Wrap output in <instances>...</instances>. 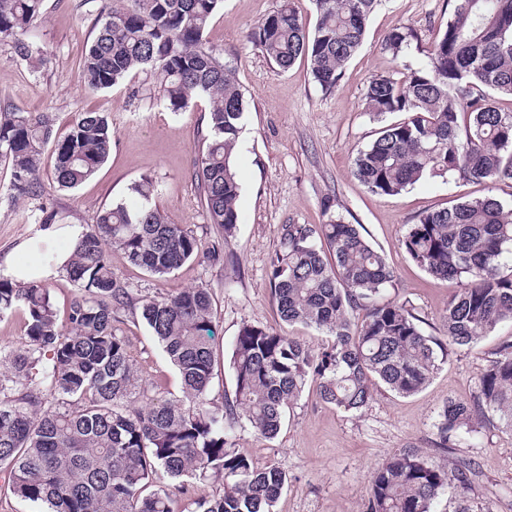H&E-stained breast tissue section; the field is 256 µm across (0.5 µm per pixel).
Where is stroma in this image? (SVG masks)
Returning <instances> with one entry per match:
<instances>
[{
    "instance_id": "stroma-1",
    "label": "stroma",
    "mask_w": 512,
    "mask_h": 512,
    "mask_svg": "<svg viewBox=\"0 0 512 512\" xmlns=\"http://www.w3.org/2000/svg\"><path fill=\"white\" fill-rule=\"evenodd\" d=\"M279 4L224 0L204 33L206 47L231 70L247 101L236 151L240 222L229 242L218 226L208 223L192 180L198 131L209 111L207 98L196 97L185 110L171 112L149 70L134 71L99 92L83 82L80 58L95 35L97 18L111 10L112 0L89 5L84 0H45L42 16L25 34L47 52L39 72L29 69L11 43H0L1 103L51 113L60 133L74 114L100 112L114 132L106 162L72 192L55 188L47 160L36 196L9 200L10 171L0 162V272L8 273L11 259H37L65 249L64 239L50 237L34 224L32 212L39 205L67 212L71 223L88 225L103 207L124 199L132 182L145 176L155 179L161 186L160 207L193 231L204 257L185 263L165 280L150 277L118 251L112 254V269L138 297L198 285L210 289L215 367L209 399L216 406L234 393L231 356L242 324L260 323L314 345L323 341L311 328L283 323L272 298L269 275L285 225L322 224L332 211L362 225L364 236L383 253L394 274L386 299L411 305L424 333L439 336L458 283L433 278L410 258L401 245L407 228L421 212L463 198L492 195L512 205L511 183L425 179L398 195L377 196L352 174L355 154L381 128L380 121L363 110L369 81L425 62L439 28L447 23L448 0H380L361 48L329 92L312 80L306 58L282 72L251 42L258 22ZM395 28L415 33L398 58L384 47ZM214 249L220 260L206 259V252ZM122 319V332L148 382L162 395H180L179 372L138 310H126ZM508 341L510 320L476 344L450 347L446 362L418 394L401 397L380 387L355 413L323 403L314 387H306L275 439L259 438L245 427L234 444L255 465L287 474L275 512H366L372 475L390 455L405 451L443 467L471 463V500L490 512H512V435L482 428L444 452L436 430L443 405L470 396L480 366Z\"/></svg>"
}]
</instances>
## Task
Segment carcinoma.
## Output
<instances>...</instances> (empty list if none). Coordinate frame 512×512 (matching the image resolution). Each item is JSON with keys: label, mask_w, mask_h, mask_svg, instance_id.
Returning <instances> with one entry per match:
<instances>
[{"label": "carcinoma", "mask_w": 512, "mask_h": 512, "mask_svg": "<svg viewBox=\"0 0 512 512\" xmlns=\"http://www.w3.org/2000/svg\"><path fill=\"white\" fill-rule=\"evenodd\" d=\"M44 0H0V41H10L33 70L45 54L20 38ZM317 23L306 30L292 0L262 18L252 40L281 71L304 56L314 81L336 88L361 47L378 0H315ZM224 0H119L101 16L85 48L81 76L106 90L148 68L164 100L180 112L208 98L206 133L194 180L209 223L234 238L241 185L234 156L244 94L224 63L204 45V32ZM444 30L423 67L371 79L365 111L401 113L359 150L353 175L375 195H396L427 178L512 182V0H448ZM412 33L386 37L398 56ZM113 132L98 112H81L61 136L47 113L0 110V161L10 169L13 197L37 195L43 156L52 151V179L74 190L108 158ZM158 182L143 177L130 201L104 208L81 232L61 273L78 292L59 322L45 279L19 282L0 273V318L24 314L25 344L0 349V475L33 512H174L164 481L186 490L213 479L219 490L199 512H274L286 475L258 467L232 448L245 422L271 440L286 411L309 384L344 412L367 406L375 387L410 397L429 382L448 344L468 346L512 320V210L493 195L424 211L401 245L429 275L456 280L442 340L425 334L406 304L383 301L393 271L362 234V226L330 215L324 224H288L270 284L280 319L332 337L314 348L260 324L245 323L233 341L234 397L219 408L208 399L215 357L213 297L204 286L142 300L141 317L181 377V396L164 398L147 382L119 323L131 306L129 288L112 271L118 249L156 279H167L200 257L192 231L174 222L155 199ZM35 223L68 224L44 204ZM360 326L352 327V319ZM492 426L512 434V344L479 368L470 398L450 399L439 412L441 445ZM472 469H450L408 452L390 456L370 481L367 512H432L448 488L467 496Z\"/></svg>", "instance_id": "carcinoma-1"}]
</instances>
